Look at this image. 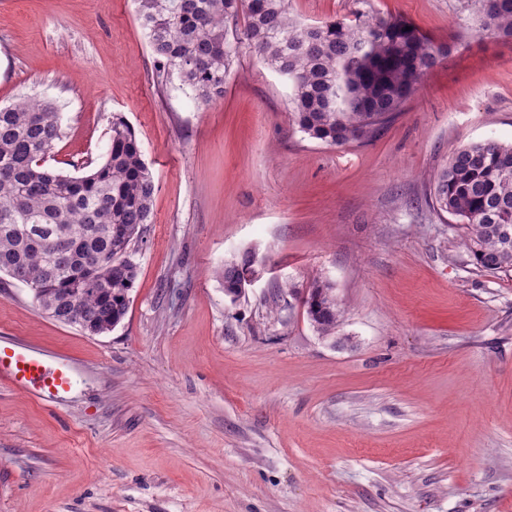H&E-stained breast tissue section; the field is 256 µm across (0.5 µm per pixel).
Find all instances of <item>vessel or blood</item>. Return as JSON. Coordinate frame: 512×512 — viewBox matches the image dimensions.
Returning <instances> with one entry per match:
<instances>
[{
    "label": "vessel or blood",
    "instance_id": "b4317fda",
    "mask_svg": "<svg viewBox=\"0 0 512 512\" xmlns=\"http://www.w3.org/2000/svg\"><path fill=\"white\" fill-rule=\"evenodd\" d=\"M77 368L64 356H51L11 336H0V385L54 406L71 391Z\"/></svg>",
    "mask_w": 512,
    "mask_h": 512
}]
</instances>
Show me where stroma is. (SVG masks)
<instances>
[{"mask_svg": "<svg viewBox=\"0 0 512 512\" xmlns=\"http://www.w3.org/2000/svg\"><path fill=\"white\" fill-rule=\"evenodd\" d=\"M368 4L450 52L374 138L330 146L250 49L199 107L158 85L134 0H0V106L57 105L47 167L99 165L120 115L156 185L111 332L0 274V336L78 368L52 408L0 386V512H512V271L477 268L430 200L457 149L512 142V42L463 0ZM358 7L289 3L308 25ZM317 280L328 337L302 303ZM254 262V256L247 254L240 262L225 264L222 277L224 278V291L227 294L233 297L240 295L238 286L244 279L245 274L252 270ZM310 321L322 336L335 333L338 309L332 288L323 282H313L302 300Z\"/></svg>", "mask_w": 512, "mask_h": 512, "instance_id": "35a3bbf8", "label": "stroma"}]
</instances>
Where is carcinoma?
<instances>
[{
  "instance_id": "cac0c4a2",
  "label": "carcinoma",
  "mask_w": 512,
  "mask_h": 512,
  "mask_svg": "<svg viewBox=\"0 0 512 512\" xmlns=\"http://www.w3.org/2000/svg\"><path fill=\"white\" fill-rule=\"evenodd\" d=\"M158 76L175 75L196 103L224 96L242 47L291 83L298 129L330 146L370 140L387 126L445 51L411 22L363 8L317 25L295 22L288 0H136ZM476 31L512 41V0H467ZM245 16L242 32L230 28ZM63 137L46 99L0 107V274L30 288L51 318L90 335L126 316L137 278L132 259L152 223L155 184L135 132L112 121L104 162L81 176L43 165ZM431 204L463 225L461 245L483 271L512 270V143L457 149L434 180ZM254 256L224 265L237 297ZM322 336L335 333L332 288L303 297Z\"/></svg>"
}]
</instances>
